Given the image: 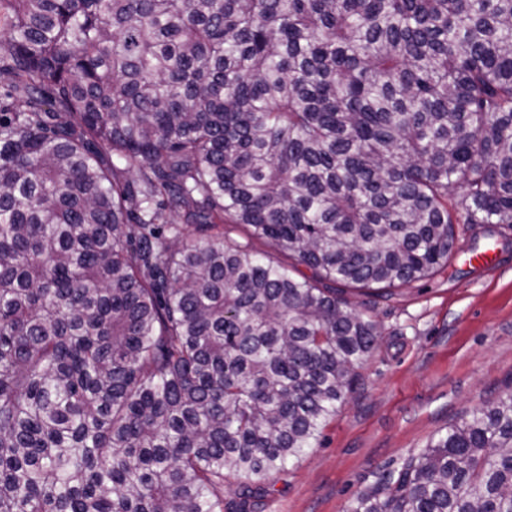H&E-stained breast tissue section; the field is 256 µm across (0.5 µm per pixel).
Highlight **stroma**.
<instances>
[{
	"label": "stroma",
	"instance_id": "obj_1",
	"mask_svg": "<svg viewBox=\"0 0 512 512\" xmlns=\"http://www.w3.org/2000/svg\"><path fill=\"white\" fill-rule=\"evenodd\" d=\"M489 246L495 269L470 263ZM350 300L378 321L382 338L319 441L246 512H346L393 462L512 390V227L459 226L450 272Z\"/></svg>",
	"mask_w": 512,
	"mask_h": 512
}]
</instances>
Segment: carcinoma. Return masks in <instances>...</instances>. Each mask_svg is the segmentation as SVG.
<instances>
[{
	"mask_svg": "<svg viewBox=\"0 0 512 512\" xmlns=\"http://www.w3.org/2000/svg\"><path fill=\"white\" fill-rule=\"evenodd\" d=\"M458 224L512 226V0H0V512L247 503L381 339L323 283ZM348 512H512V391Z\"/></svg>",
	"mask_w": 512,
	"mask_h": 512,
	"instance_id": "1",
	"label": "carcinoma"
}]
</instances>
